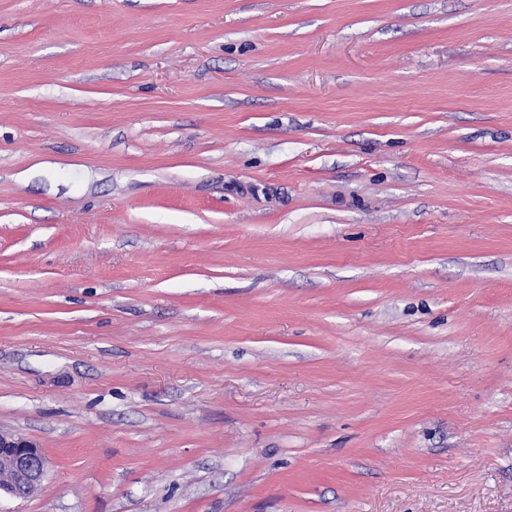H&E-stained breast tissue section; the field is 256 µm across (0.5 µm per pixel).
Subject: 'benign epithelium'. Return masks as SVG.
I'll return each instance as SVG.
<instances>
[{"mask_svg": "<svg viewBox=\"0 0 512 512\" xmlns=\"http://www.w3.org/2000/svg\"><path fill=\"white\" fill-rule=\"evenodd\" d=\"M46 460L33 443L0 434V493L26 499L44 482Z\"/></svg>", "mask_w": 512, "mask_h": 512, "instance_id": "obj_1", "label": "benign epithelium"}]
</instances>
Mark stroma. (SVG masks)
<instances>
[{
	"mask_svg": "<svg viewBox=\"0 0 512 512\" xmlns=\"http://www.w3.org/2000/svg\"><path fill=\"white\" fill-rule=\"evenodd\" d=\"M0 512H512V0H0ZM46 460L33 443L0 434V495L26 499L44 482Z\"/></svg>",
	"mask_w": 512,
	"mask_h": 512,
	"instance_id": "35a3bbf8",
	"label": "stroma"
}]
</instances>
